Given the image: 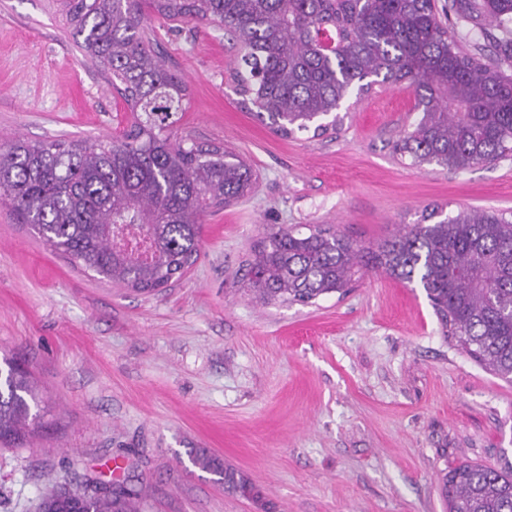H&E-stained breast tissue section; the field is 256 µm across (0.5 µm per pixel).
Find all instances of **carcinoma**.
I'll use <instances>...</instances> for the list:
<instances>
[{
  "label": "carcinoma",
  "instance_id": "obj_1",
  "mask_svg": "<svg viewBox=\"0 0 512 512\" xmlns=\"http://www.w3.org/2000/svg\"><path fill=\"white\" fill-rule=\"evenodd\" d=\"M77 45L117 81L133 123L115 140L16 139L0 145V199L53 253L91 276L143 294L194 264L200 216L251 192L252 167L221 146H184L171 127L188 85L149 45L151 17L224 27L240 59L242 104L282 137H319L341 122L351 94L394 83L415 95V116L393 145L412 164L455 171L512 156V0H449L448 14L485 18L495 53L468 48L434 0H61ZM369 270L415 283L442 332L486 371L512 383V215L427 207L416 224L366 247L330 229L279 228L248 264L246 292L261 304H312L345 294ZM0 371V445L32 434L36 387L24 367ZM194 463L224 490L256 499L250 479L205 453ZM448 512H512V473L463 463L445 474ZM142 494L55 485L37 512H141Z\"/></svg>",
  "mask_w": 512,
  "mask_h": 512
}]
</instances>
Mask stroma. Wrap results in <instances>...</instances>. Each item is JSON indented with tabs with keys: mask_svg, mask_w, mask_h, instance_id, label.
<instances>
[{
	"mask_svg": "<svg viewBox=\"0 0 512 512\" xmlns=\"http://www.w3.org/2000/svg\"><path fill=\"white\" fill-rule=\"evenodd\" d=\"M149 36L190 90L174 140L235 150L257 183L204 214L196 262L152 294L87 276L0 202V359L39 389L36 434L0 447V512H35L60 479L143 490V512H446V471L512 470V385L443 335L418 285L369 272L346 294L269 306L243 287L274 228L373 245L436 204L512 212V157L457 172L393 155L415 103L396 84L334 132L284 138L235 93L219 25L156 18ZM131 120L59 0H0V144L109 140ZM194 450L260 501L225 491ZM194 463L200 466L202 469H206L219 474L221 479L224 481V489L227 492L245 498L250 495L248 498L251 499H256L259 497V492L256 490V487L253 485L250 479L231 466L226 465L225 463L224 467L221 464L216 465L215 461L209 458L203 452L195 454Z\"/></svg>",
	"mask_w": 512,
	"mask_h": 512,
	"instance_id": "obj_1",
	"label": "stroma"
}]
</instances>
